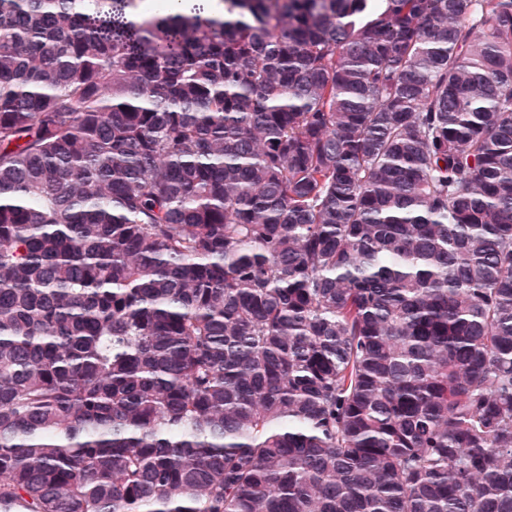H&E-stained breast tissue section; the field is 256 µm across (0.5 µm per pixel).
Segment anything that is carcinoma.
Wrapping results in <instances>:
<instances>
[{
    "label": "carcinoma",
    "mask_w": 512,
    "mask_h": 512,
    "mask_svg": "<svg viewBox=\"0 0 512 512\" xmlns=\"http://www.w3.org/2000/svg\"><path fill=\"white\" fill-rule=\"evenodd\" d=\"M0 0V512H512V0Z\"/></svg>",
    "instance_id": "obj_1"
}]
</instances>
